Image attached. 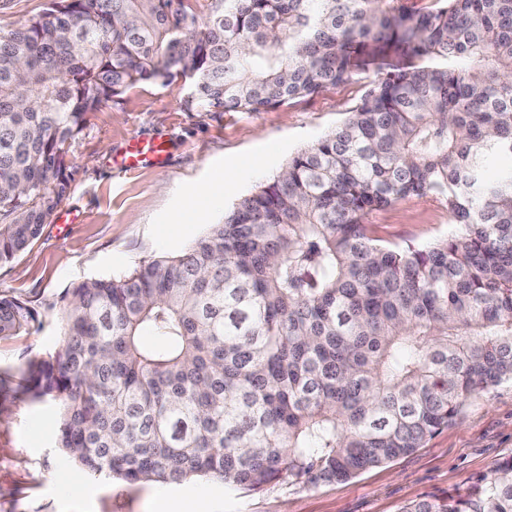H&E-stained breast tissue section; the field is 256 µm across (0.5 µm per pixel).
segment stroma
<instances>
[{
  "instance_id": "stroma-1",
  "label": "stroma",
  "mask_w": 512,
  "mask_h": 512,
  "mask_svg": "<svg viewBox=\"0 0 512 512\" xmlns=\"http://www.w3.org/2000/svg\"><path fill=\"white\" fill-rule=\"evenodd\" d=\"M372 73L263 112L187 108L188 84H143L103 104L70 148L73 181L59 208L62 226L0 266V293L41 314L31 334L0 340V512H401L491 476L512 457V381L470 397L458 419L414 453L319 487L282 482L245 493L206 477L180 485L130 484L91 476L56 446L52 404L14 398L20 366L55 345L61 295L79 282L122 275L144 261L175 256L222 222L238 200L273 181L297 151L339 125ZM159 139L163 163L120 173L112 157L133 138ZM232 183L211 188L219 167ZM372 234L387 245H424L454 233L447 208L413 196L373 212Z\"/></svg>"
}]
</instances>
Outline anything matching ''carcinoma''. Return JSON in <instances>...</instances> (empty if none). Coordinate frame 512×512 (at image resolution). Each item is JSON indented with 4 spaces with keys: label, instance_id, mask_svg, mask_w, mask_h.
Listing matches in <instances>:
<instances>
[{
    "label": "carcinoma",
    "instance_id": "carcinoma-1",
    "mask_svg": "<svg viewBox=\"0 0 512 512\" xmlns=\"http://www.w3.org/2000/svg\"><path fill=\"white\" fill-rule=\"evenodd\" d=\"M51 0L0 31V265L52 223L89 114L147 82L262 112L350 82L359 103L181 254L66 291L20 393L59 408L93 476L257 491L344 481L423 447L512 380V0ZM459 234L388 246L411 196ZM39 312L0 294V339ZM402 512H512V457Z\"/></svg>",
    "mask_w": 512,
    "mask_h": 512
}]
</instances>
